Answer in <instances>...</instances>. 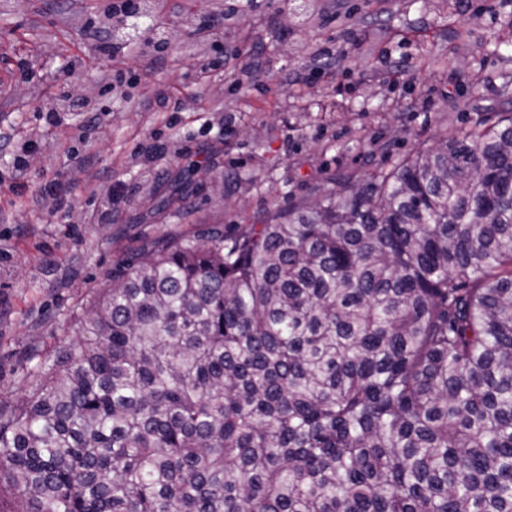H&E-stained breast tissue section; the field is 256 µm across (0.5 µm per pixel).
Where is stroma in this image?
Masks as SVG:
<instances>
[{
  "label": "stroma",
  "instance_id": "1",
  "mask_svg": "<svg viewBox=\"0 0 512 512\" xmlns=\"http://www.w3.org/2000/svg\"><path fill=\"white\" fill-rule=\"evenodd\" d=\"M101 8L0 0V408L79 341L136 251L262 223L512 113V0H151L104 60L85 31L116 35ZM208 16L221 42L199 33ZM163 89L178 111L158 106ZM81 133L86 167L65 152ZM17 135L39 143L21 177Z\"/></svg>",
  "mask_w": 512,
  "mask_h": 512
}]
</instances>
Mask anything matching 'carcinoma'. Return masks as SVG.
I'll list each match as a JSON object with an SVG mask.
<instances>
[{
  "label": "carcinoma",
  "instance_id": "1",
  "mask_svg": "<svg viewBox=\"0 0 512 512\" xmlns=\"http://www.w3.org/2000/svg\"><path fill=\"white\" fill-rule=\"evenodd\" d=\"M0 512H512V113L134 254L0 409Z\"/></svg>",
  "mask_w": 512,
  "mask_h": 512
}]
</instances>
